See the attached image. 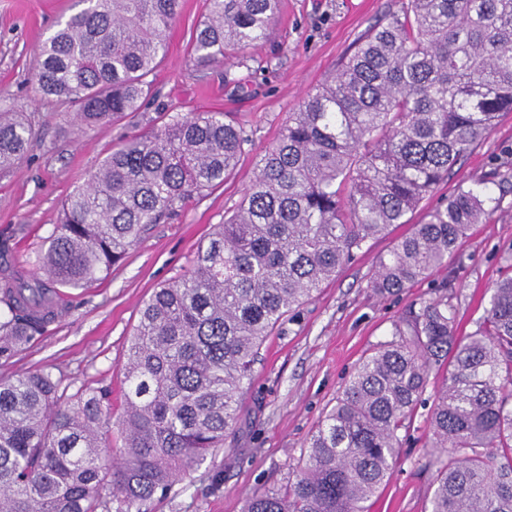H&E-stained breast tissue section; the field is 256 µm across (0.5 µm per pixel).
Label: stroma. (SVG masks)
Here are the masks:
<instances>
[{
    "label": "stroma",
    "instance_id": "stroma-1",
    "mask_svg": "<svg viewBox=\"0 0 512 512\" xmlns=\"http://www.w3.org/2000/svg\"><path fill=\"white\" fill-rule=\"evenodd\" d=\"M405 0H281L269 33L228 61L200 65L190 49L206 0H181L166 34L168 51L155 74V98L121 120L79 126L65 107L40 100L32 67L50 26L78 11L77 0H0V104L26 113L39 142L20 168L0 179V239L15 262L34 270L35 258L57 220L61 200L82 185L113 145L168 116L224 112L250 138L236 169L223 184L193 197L176 216L149 225L126 258L86 288L65 289L67 316L51 324L13 359L0 363V377L48 366L78 385L106 388L121 406L127 341L139 310L161 284L191 268L199 242L241 202L263 150L280 135L288 114L350 53L355 41L385 16L401 13ZM493 182L496 208L463 238L447 267L433 280L400 294L381 296L369 286L380 256L395 240L424 223L458 187ZM512 255V112L453 168L406 223L370 241L262 345L251 392L236 434L219 449L224 467L220 490L205 471L176 485L153 512H243L246 498L263 487L287 483L303 464L306 442L334 405L365 355L390 340L395 322L432 282L448 284L459 334L473 332L488 305L489 289L506 275ZM426 409L413 419L385 486L365 504L367 512H429L437 454L426 448Z\"/></svg>",
    "mask_w": 512,
    "mask_h": 512
}]
</instances>
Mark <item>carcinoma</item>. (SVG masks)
<instances>
[{
    "instance_id": "1",
    "label": "carcinoma",
    "mask_w": 512,
    "mask_h": 512,
    "mask_svg": "<svg viewBox=\"0 0 512 512\" xmlns=\"http://www.w3.org/2000/svg\"><path fill=\"white\" fill-rule=\"evenodd\" d=\"M42 46L35 81L81 125L138 112L167 53L180 0H79ZM280 0H207L191 51L207 65L266 38ZM512 112V0H408L265 148L233 214L192 268L143 302L124 364L123 404L50 367L0 377V512H152L241 424L259 350L366 243L406 216ZM250 139L219 111L177 115L112 149L61 203L36 270L0 253V361L67 315L63 288L120 262L150 224L224 183ZM35 146L0 107V174ZM483 181L460 188L379 257L382 295L448 263L490 214ZM359 363L288 484L244 512H365L430 404L440 455L430 512H512V276L492 286L468 336L448 284L394 324ZM445 367L443 385L426 395Z\"/></svg>"
}]
</instances>
